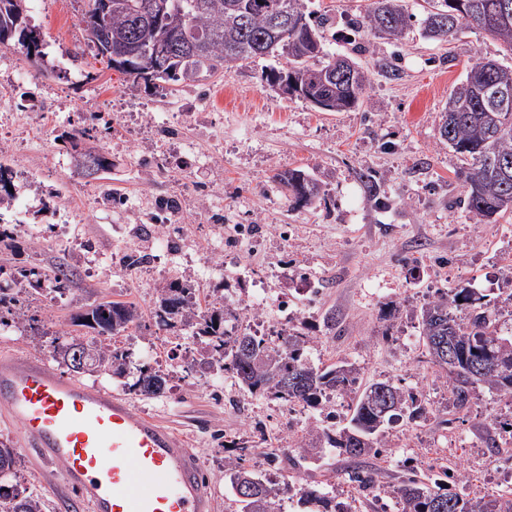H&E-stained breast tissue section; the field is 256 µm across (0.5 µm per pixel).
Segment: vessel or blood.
I'll return each mask as SVG.
<instances>
[{
    "label": "vessel or blood",
    "instance_id": "obj_1",
    "mask_svg": "<svg viewBox=\"0 0 512 512\" xmlns=\"http://www.w3.org/2000/svg\"><path fill=\"white\" fill-rule=\"evenodd\" d=\"M0 412L43 463L59 465L54 491L69 512H213L199 458L112 391L1 356Z\"/></svg>",
    "mask_w": 512,
    "mask_h": 512
}]
</instances>
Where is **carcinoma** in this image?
<instances>
[{
  "mask_svg": "<svg viewBox=\"0 0 512 512\" xmlns=\"http://www.w3.org/2000/svg\"><path fill=\"white\" fill-rule=\"evenodd\" d=\"M87 0L80 23L97 55L107 59L112 69L124 74L130 88L157 81L179 82L211 77L228 68L242 66L257 58L285 60V66L262 72L261 80L270 87L288 82V88L307 89L314 96L331 102L337 112L355 109L362 103L364 73L352 70L351 58L340 59L341 66L329 61L314 67L309 61L320 54L328 18L306 9L304 0H179L181 10L154 13L143 19L152 0ZM428 7L421 19L422 34L442 41L468 26L480 29L500 42L512 54V0H426ZM411 14L404 0H370L362 16L350 22L354 32H368L387 39H399L409 26ZM171 35L184 39V47L171 53L163 69L155 71L136 63L131 67L116 58L124 49H145ZM11 40L26 47L28 61L46 73L39 38L27 19H21ZM440 136L461 160L457 177L464 188L460 199L479 223H490L512 213V67L494 59L475 58L468 66L465 80L448 97L442 112ZM274 180L289 192L294 204L305 206L322 200V188L301 169L280 171ZM77 278L64 264L49 270L25 266L7 269L0 266V282L19 285L15 292L0 291V309L11 312L23 329L39 331L34 320L21 310L20 285L39 290L47 281L50 292L67 295ZM159 330H172L183 322L196 328L195 335L208 337L220 358L225 374L240 388L259 398H271L283 404H300L322 410L330 398L352 393L349 405L353 429L373 438L370 455L377 456L385 447L384 425L407 417L411 423L423 416L415 396L388 380L360 384V371L354 364L342 362L326 368L312 365L307 356L313 336L304 331L274 332L254 336L247 330H235L238 312L216 296L201 308L196 289L176 279L159 289L154 312ZM72 322L93 335L81 340L61 342L53 337L50 346L55 356L70 371L90 376L106 375L123 380V388L136 396H154L168 388V379L155 368L132 361V354L113 339L132 327L141 326L137 309L119 301H100L84 312L73 315ZM497 313L485 308L483 297L470 288H458L448 294L439 292L421 307V328L429 363L445 372L450 397L448 411L467 409L473 390L480 385L512 403V340L499 336ZM447 340L458 349L456 362L444 361L431 346L435 340ZM492 353L498 363L476 385L467 383L469 358ZM309 375L310 383L300 392L283 384L284 376L295 370ZM386 387L392 392L393 409L384 417L372 408L368 391ZM346 428L314 426L307 430L298 447V460L334 448L351 460L350 482L360 491L369 487L372 474L363 467L367 454H356L342 441ZM18 460L14 449L0 441V512H42L39 495L16 479ZM401 512H435L439 499L448 504L446 512H512V497L501 494L493 499L469 498L459 493H432L418 483L415 468L398 487ZM315 502L319 512H344L336 497L303 494ZM242 512H281L279 489L268 480L256 484L251 499H242Z\"/></svg>",
  "mask_w": 512,
  "mask_h": 512,
  "instance_id": "cac0c4a2",
  "label": "carcinoma"
}]
</instances>
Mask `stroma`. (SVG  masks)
Masks as SVG:
<instances>
[{
	"label": "stroma",
	"instance_id": "1",
	"mask_svg": "<svg viewBox=\"0 0 512 512\" xmlns=\"http://www.w3.org/2000/svg\"><path fill=\"white\" fill-rule=\"evenodd\" d=\"M309 10L328 15L324 52L353 59L367 77L362 106L349 112H322L304 100L272 91L260 75L266 60L225 70L205 81L129 89L91 48L79 22L82 0H27L29 22L40 35L49 75L32 76L26 50L5 49L13 81L0 86V114L36 125L38 110H54L50 134L18 138L15 126L0 123V162L13 171L11 198L0 203V222L24 223L17 250L0 257L18 266L50 268L64 262L78 278L71 293L53 304L27 302L28 315L53 330L71 331L72 314L101 300L126 301L141 312L151 346L146 362L179 364L184 336L156 330L152 311L156 288L135 289L115 276L109 265L123 242L119 226L137 223L147 196H182L174 217L188 230L197 253L209 255V268L171 262L165 279L194 274L199 300L230 286L295 292L300 327L315 338L308 357L319 365L354 363L362 381L387 379L413 392L425 414L419 422L397 421L386 433L388 447L372 459L376 489L350 498L346 464L334 451L279 469L283 512H310L303 491L350 500L351 512H373L381 495L387 512H399L393 495L412 459L436 492L492 496L512 486V442L490 461L484 425L490 417H512V408L496 395L480 391L470 408L441 423L448 403L445 376L430 364L418 338L417 315L424 297L435 291L468 287L483 294L498 312L501 336L512 337L511 284L497 275V264L512 248V215L493 224L477 223L461 205L463 188L456 173L461 158L439 134L440 114L453 88L465 77L474 57L494 58L512 66V56L492 36L463 28L448 41L421 34L423 0H406L413 15L399 40L341 35L347 21L363 12L367 0H306ZM202 96L208 120L181 123L178 142H160L138 129V113L156 125L180 121L188 93ZM98 113L95 123L85 115ZM90 126V146L108 154L111 172L100 180L78 174L72 152L60 138ZM302 168L318 180L322 202L294 208L277 172ZM372 181L361 180V173ZM88 214L77 232L84 253L58 238L67 213ZM233 247L235 267L229 278L218 269L223 248ZM317 292L304 294L307 282ZM336 313L335 333L323 320ZM411 341H403V333ZM119 337V345L127 338ZM130 404L171 426L199 457L215 497L214 512H237L225 472L236 452L230 441L245 442L246 469L273 472L271 449L291 450L289 436L299 418L322 424L324 413L301 409L291 415L280 402L256 398L231 380L197 382L185 374L180 389L152 398L130 396ZM16 423L0 418V441L20 459L18 476L41 495L44 512L58 504L43 469L37 468L18 438ZM463 442L461 452L472 479L454 483L442 476L449 433Z\"/></svg>",
	"mask_w": 512,
	"mask_h": 512
}]
</instances>
